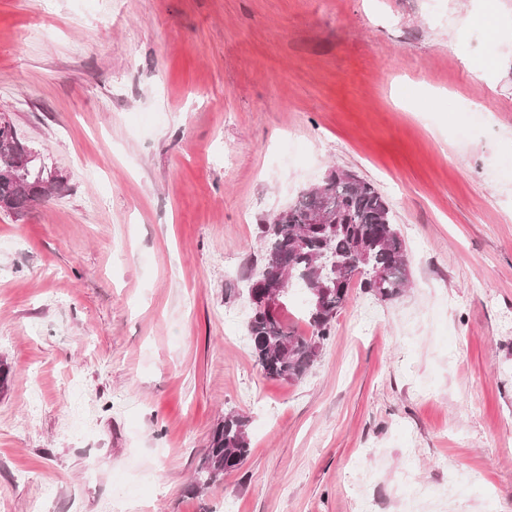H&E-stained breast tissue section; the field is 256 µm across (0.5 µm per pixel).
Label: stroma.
Listing matches in <instances>:
<instances>
[{
    "label": "stroma",
    "mask_w": 512,
    "mask_h": 512,
    "mask_svg": "<svg viewBox=\"0 0 512 512\" xmlns=\"http://www.w3.org/2000/svg\"><path fill=\"white\" fill-rule=\"evenodd\" d=\"M0 0V115L65 178L0 211V512H512V0ZM494 52L492 83L467 64ZM341 167L407 246L315 366L244 340L259 226ZM251 453L193 477L225 412ZM452 488L450 484L443 488L414 487L410 497L411 511L420 512L422 511V505L429 504L437 499L447 498Z\"/></svg>",
    "instance_id": "stroma-1"
}]
</instances>
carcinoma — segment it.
<instances>
[{
    "instance_id": "cac0c4a2",
    "label": "carcinoma",
    "mask_w": 512,
    "mask_h": 512,
    "mask_svg": "<svg viewBox=\"0 0 512 512\" xmlns=\"http://www.w3.org/2000/svg\"><path fill=\"white\" fill-rule=\"evenodd\" d=\"M32 153L15 128L0 121V209L21 214L32 204L61 191L64 181L42 185L37 171L21 177V161ZM328 211L327 223L309 224L308 215ZM262 259L247 279L249 315L245 332L262 374L270 379L298 381L318 362L332 326L344 308L351 283L331 285L335 268L359 271L361 287L380 300L398 297L409 283L408 254L393 213L381 192L355 173L336 169L321 184L306 188L295 202L270 217L260 228ZM384 273L381 285L372 280ZM287 278L278 299L285 302L291 287L307 295L304 321L310 335L290 328L283 315L270 316L260 308L268 285ZM251 452L248 420L235 413L212 430L208 448L195 478L207 488L237 470Z\"/></svg>"
}]
</instances>
